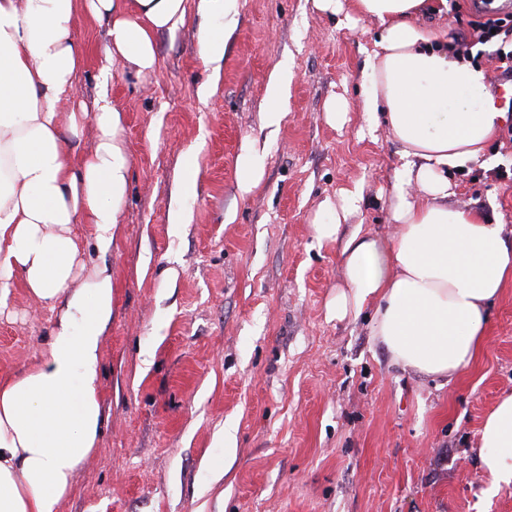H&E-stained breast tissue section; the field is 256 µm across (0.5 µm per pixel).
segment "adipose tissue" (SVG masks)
Returning a JSON list of instances; mask_svg holds the SVG:
<instances>
[{"label": "adipose tissue", "instance_id": "ef3b65f1", "mask_svg": "<svg viewBox=\"0 0 512 512\" xmlns=\"http://www.w3.org/2000/svg\"><path fill=\"white\" fill-rule=\"evenodd\" d=\"M448 0H312L337 15L351 9L381 32L368 56L363 109L401 147L393 183L391 239L341 240L345 286L337 318L375 304L373 336L394 364L432 379H454L487 334L486 308L512 284V240L483 212L450 207L449 170L478 160L507 113L483 93L486 74L426 22ZM199 53L220 77L237 0H198ZM108 21L109 47L93 105L78 103L74 77L83 49L79 14ZM186 19L185 0H0V308L15 280L56 307L47 357L0 381V512H59L78 468L98 448L101 348L112 319V274L81 276L74 227L89 224L100 254L116 237L131 173L125 117L108 88L114 66L143 73L156 65L155 36ZM481 91L478 99L470 91ZM94 121V149L79 165L66 157L64 132ZM359 190L325 200L332 223L314 222L318 241L339 240ZM478 460L493 486L512 484V394L499 399L480 430Z\"/></svg>", "mask_w": 512, "mask_h": 512}]
</instances>
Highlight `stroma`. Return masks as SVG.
<instances>
[{"instance_id":"obj_1","label":"stroma","mask_w":512,"mask_h":512,"mask_svg":"<svg viewBox=\"0 0 512 512\" xmlns=\"http://www.w3.org/2000/svg\"><path fill=\"white\" fill-rule=\"evenodd\" d=\"M238 2L214 93H200L210 70L196 0L182 27L156 35L153 71L112 72L130 190L109 254L94 250L91 225L77 227L86 266L112 271L104 425L59 512H512V485L492 488L475 448L485 417L512 392V285L489 308L477 358L449 383L392 363L372 334L373 307L341 320L331 310L341 245L315 239L320 203L360 183L341 238L396 230L399 145L361 109L377 23L316 13L309 0ZM467 2L448 0L430 22L445 39L469 38L507 109L512 81L490 61L498 44L470 34L484 17L512 35V9L494 0L482 17ZM107 29L84 15L75 31L85 51L76 84L88 103ZM281 66L290 78L273 132L262 114ZM341 98L346 119L328 124L326 106ZM249 142L263 173L244 196L238 157ZM510 166L503 126L478 161L449 170V205L512 228V182L497 177ZM176 211L186 223H171ZM54 319L15 284L0 310V380L45 360Z\"/></svg>"}]
</instances>
